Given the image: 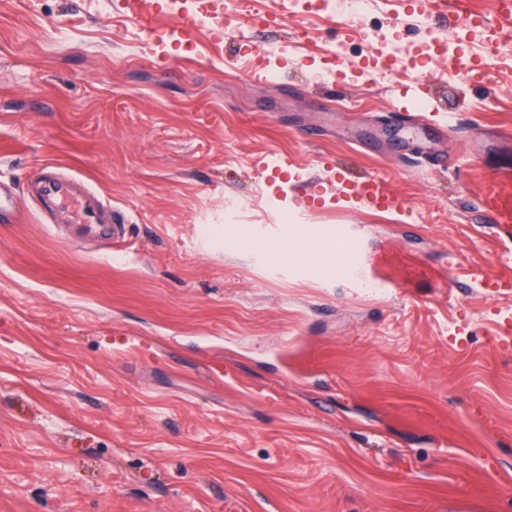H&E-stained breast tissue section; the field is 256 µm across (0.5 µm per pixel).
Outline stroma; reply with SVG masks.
<instances>
[{
    "instance_id": "1",
    "label": "stroma",
    "mask_w": 512,
    "mask_h": 512,
    "mask_svg": "<svg viewBox=\"0 0 512 512\" xmlns=\"http://www.w3.org/2000/svg\"><path fill=\"white\" fill-rule=\"evenodd\" d=\"M152 2L0 0V181L57 163L129 225L101 249L30 208L0 223V512H512V241L479 206L512 181V55L488 90L422 58L401 102L400 68L332 90L327 52L364 44L345 10L262 0L278 25L176 41ZM280 158L297 180L263 172ZM331 161L407 210L340 201ZM336 225L360 288L288 277L329 268L306 232Z\"/></svg>"
}]
</instances>
